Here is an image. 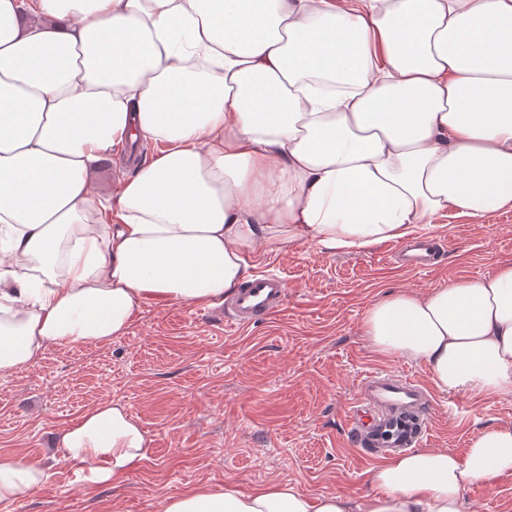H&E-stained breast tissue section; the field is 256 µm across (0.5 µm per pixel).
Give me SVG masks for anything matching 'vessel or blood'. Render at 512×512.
Instances as JSON below:
<instances>
[{
	"mask_svg": "<svg viewBox=\"0 0 512 512\" xmlns=\"http://www.w3.org/2000/svg\"><path fill=\"white\" fill-rule=\"evenodd\" d=\"M405 261L413 270L431 269L437 254L432 239L415 240L406 247ZM284 279L259 275L231 298L227 313L232 324L244 328L279 315L285 305ZM360 411L352 412L351 431L356 442L371 448H412L419 434L408 425L409 411L431 405L428 391L413 379L399 374L371 373L359 383Z\"/></svg>",
	"mask_w": 512,
	"mask_h": 512,
	"instance_id": "1",
	"label": "vessel or blood"
}]
</instances>
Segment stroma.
Masks as SVG:
<instances>
[{
	"label": "stroma",
	"mask_w": 512,
	"mask_h": 512,
	"mask_svg": "<svg viewBox=\"0 0 512 512\" xmlns=\"http://www.w3.org/2000/svg\"><path fill=\"white\" fill-rule=\"evenodd\" d=\"M158 150L149 141L137 152L115 149L96 176L97 194L111 195ZM428 233L442 239L444 255L421 272L390 263L391 240L361 252L302 241L264 248L251 257L253 274L288 285L274 319L237 328L204 304L153 302L125 336L53 346L35 367L0 375V460L48 467L41 487L0 512H162L165 498L201 486L246 492L278 482L308 495H364L382 458L354 446L349 417L371 372L405 373L430 390L421 447L460 454L471 437L512 423V397L441 390L426 366L378 354L362 335L369 307L385 295L422 294L512 260V210L478 222L439 217ZM102 401L125 405L150 443L117 482L90 485L59 459L54 441ZM463 512H512V475L474 483Z\"/></svg>",
	"instance_id": "35a3bbf8"
}]
</instances>
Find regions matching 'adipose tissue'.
I'll use <instances>...</instances> for the list:
<instances>
[{
  "mask_svg": "<svg viewBox=\"0 0 512 512\" xmlns=\"http://www.w3.org/2000/svg\"><path fill=\"white\" fill-rule=\"evenodd\" d=\"M136 137L160 152L97 199L102 160ZM510 209L512 0H0V375L124 336L148 300L223 299L263 244L364 251ZM362 333L440 389L510 397L512 261L388 294ZM56 446L100 484L149 439L105 401ZM508 474L504 423L461 456L386 459L364 498L200 487L163 512H462ZM45 479L1 462L0 505Z\"/></svg>",
  "mask_w": 512,
  "mask_h": 512,
  "instance_id": "1",
  "label": "adipose tissue"
}]
</instances>
